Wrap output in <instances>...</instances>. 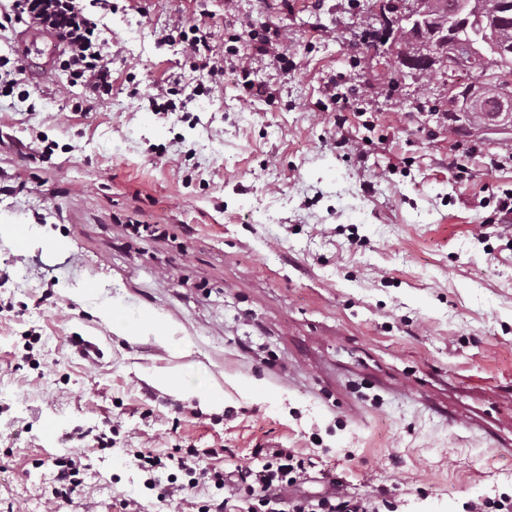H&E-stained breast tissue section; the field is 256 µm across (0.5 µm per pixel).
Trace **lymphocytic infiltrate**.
<instances>
[{
    "mask_svg": "<svg viewBox=\"0 0 512 512\" xmlns=\"http://www.w3.org/2000/svg\"><path fill=\"white\" fill-rule=\"evenodd\" d=\"M100 0H13L10 12L0 16V30L23 23L56 33L63 51L55 69L71 86H81L96 101L112 91V56L107 40L101 39L89 7ZM313 463L291 448H268L260 467L238 466L231 471L201 467L203 483L224 491L228 500L247 505L246 512H380L384 496L354 498L343 491L342 482L329 481L326 488L310 495Z\"/></svg>",
    "mask_w": 512,
    "mask_h": 512,
    "instance_id": "lymphocytic-infiltrate-1",
    "label": "lymphocytic infiltrate"
}]
</instances>
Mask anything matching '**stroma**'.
Wrapping results in <instances>:
<instances>
[{
  "label": "stroma",
  "instance_id": "35a3bbf8",
  "mask_svg": "<svg viewBox=\"0 0 512 512\" xmlns=\"http://www.w3.org/2000/svg\"><path fill=\"white\" fill-rule=\"evenodd\" d=\"M369 4L112 0L94 11L103 103L0 35L29 94L0 97V512H197L223 494L172 449H215L222 470L269 442L313 458L312 493L340 476L398 512L512 500V136L449 125L444 89L467 73H383ZM198 23L222 74L165 39ZM262 25L287 66L253 55ZM177 77L211 92L153 112ZM131 219L174 237L130 239ZM114 304L171 343L121 333Z\"/></svg>",
  "mask_w": 512,
  "mask_h": 512
}]
</instances>
